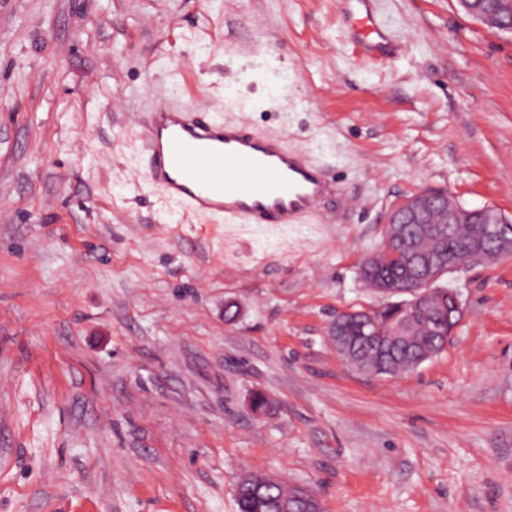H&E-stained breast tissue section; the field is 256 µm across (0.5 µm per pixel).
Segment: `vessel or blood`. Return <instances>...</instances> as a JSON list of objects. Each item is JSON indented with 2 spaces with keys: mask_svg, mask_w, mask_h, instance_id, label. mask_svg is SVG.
<instances>
[{
  "mask_svg": "<svg viewBox=\"0 0 512 512\" xmlns=\"http://www.w3.org/2000/svg\"><path fill=\"white\" fill-rule=\"evenodd\" d=\"M374 0H339L343 27L367 56H399ZM147 176L171 200L231 224H296L337 197L305 150L244 124L214 119L181 102L147 112L140 133Z\"/></svg>",
  "mask_w": 512,
  "mask_h": 512,
  "instance_id": "1",
  "label": "vessel or blood"
}]
</instances>
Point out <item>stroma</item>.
<instances>
[{"instance_id":"1","label":"stroma","mask_w":512,"mask_h":512,"mask_svg":"<svg viewBox=\"0 0 512 512\" xmlns=\"http://www.w3.org/2000/svg\"><path fill=\"white\" fill-rule=\"evenodd\" d=\"M374 10L401 56L365 58L338 0H0V512H238L248 472L327 512H512V256L439 279L462 317L410 372L328 339L391 304L360 269L401 199L512 217V36ZM166 101L310 151L349 208L186 210L140 149Z\"/></svg>"}]
</instances>
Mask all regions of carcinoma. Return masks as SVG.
<instances>
[{"instance_id":"obj_1","label":"carcinoma","mask_w":512,"mask_h":512,"mask_svg":"<svg viewBox=\"0 0 512 512\" xmlns=\"http://www.w3.org/2000/svg\"><path fill=\"white\" fill-rule=\"evenodd\" d=\"M478 231L476 224H450L442 236H416V249L441 259H451L462 241ZM368 284L376 286L388 282L395 292H407L416 283L403 275L402 264L391 253L380 249L377 255L365 261L362 272ZM397 315V320L411 323L408 335L393 338L382 334L366 337L361 324L350 327L355 342L354 367L360 371L394 376L417 368L425 360L442 353L448 344V323L460 320L453 300L446 288H432L426 299L410 300L389 305L380 317ZM239 512H269L265 503L254 496L246 486L237 487Z\"/></svg>"}]
</instances>
